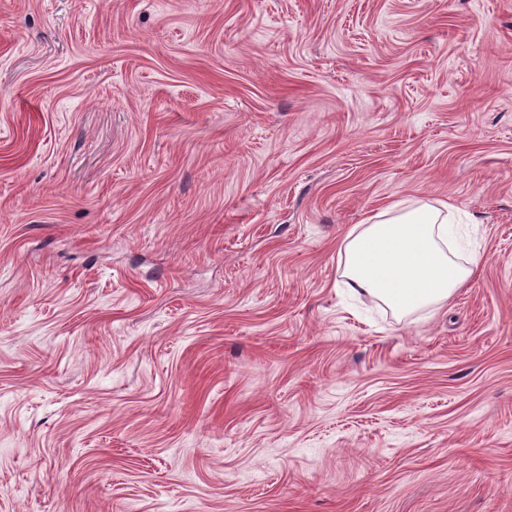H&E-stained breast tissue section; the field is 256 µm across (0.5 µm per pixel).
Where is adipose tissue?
<instances>
[{
    "mask_svg": "<svg viewBox=\"0 0 512 512\" xmlns=\"http://www.w3.org/2000/svg\"><path fill=\"white\" fill-rule=\"evenodd\" d=\"M451 216L444 201L395 204L352 226L339 249L348 289L378 298L400 316L448 301L484 263L480 252L451 246Z\"/></svg>",
    "mask_w": 512,
    "mask_h": 512,
    "instance_id": "1",
    "label": "adipose tissue"
}]
</instances>
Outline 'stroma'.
<instances>
[{
    "label": "stroma",
    "instance_id": "obj_1",
    "mask_svg": "<svg viewBox=\"0 0 512 512\" xmlns=\"http://www.w3.org/2000/svg\"><path fill=\"white\" fill-rule=\"evenodd\" d=\"M0 512H512V0H0ZM437 204L400 209L396 203L352 226L338 253L348 289L405 316L448 301L472 280L484 257L450 245L458 224H448V202Z\"/></svg>",
    "mask_w": 512,
    "mask_h": 512
}]
</instances>
